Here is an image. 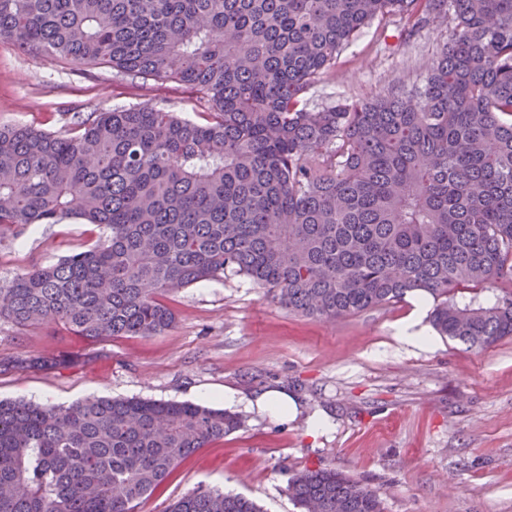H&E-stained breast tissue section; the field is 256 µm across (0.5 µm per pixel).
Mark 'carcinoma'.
<instances>
[{
  "label": "carcinoma",
  "instance_id": "obj_1",
  "mask_svg": "<svg viewBox=\"0 0 512 512\" xmlns=\"http://www.w3.org/2000/svg\"><path fill=\"white\" fill-rule=\"evenodd\" d=\"M419 12L455 26L418 91L308 108L364 28ZM0 39L209 104L196 121L149 104L92 112L73 136L0 127V236L65 218L105 228L0 288V320L153 336L175 322L171 295L234 275L307 317L421 293L443 337L512 336V0H0ZM65 363L16 354L0 373ZM240 426L186 402L0 399V512H135ZM288 494L299 512H384L332 470L294 475ZM168 512L264 510L198 488Z\"/></svg>",
  "mask_w": 512,
  "mask_h": 512
}]
</instances>
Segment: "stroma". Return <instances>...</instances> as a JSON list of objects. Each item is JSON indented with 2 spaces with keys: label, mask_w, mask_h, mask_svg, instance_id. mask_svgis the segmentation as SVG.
<instances>
[{
  "label": "stroma",
  "mask_w": 512,
  "mask_h": 512,
  "mask_svg": "<svg viewBox=\"0 0 512 512\" xmlns=\"http://www.w3.org/2000/svg\"><path fill=\"white\" fill-rule=\"evenodd\" d=\"M451 24L406 15L374 21L337 56L334 73L306 95L309 107L421 86L425 63ZM153 104L195 118L197 89L145 80L105 65L47 63L0 41V125L74 133L91 112ZM100 228L67 218L0 238V286L24 270L84 250ZM171 328L156 336L89 344L61 326L25 331L0 321V357L68 351L86 363L54 372L0 374V399L67 405L87 397L208 405V393L251 396L269 388L300 399L283 422L230 405L241 427L200 449L138 506L167 512L198 488L241 493L265 512H297L293 474L332 469L374 491L385 512H512V338L470 349L446 337L416 347L397 327L412 300L337 320L303 317L240 276L203 281L171 296ZM327 412L316 434L306 416Z\"/></svg>",
  "instance_id": "35a3bbf8"
}]
</instances>
